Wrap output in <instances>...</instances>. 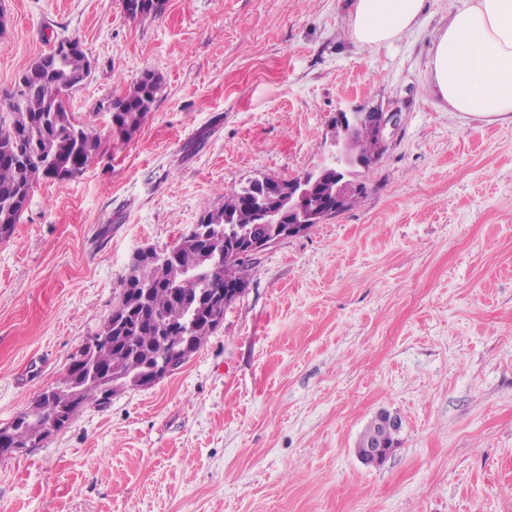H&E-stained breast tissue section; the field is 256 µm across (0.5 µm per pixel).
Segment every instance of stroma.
Here are the masks:
<instances>
[{
  "mask_svg": "<svg viewBox=\"0 0 512 512\" xmlns=\"http://www.w3.org/2000/svg\"><path fill=\"white\" fill-rule=\"evenodd\" d=\"M352 0H0V106L55 42L92 62L69 102L101 133L0 243V426L66 375L134 254L226 191L317 166L337 113L400 125L352 206L252 256L244 292L177 371L0 457V512H512V120L453 111L429 50L459 0L358 49ZM160 76L139 130L105 106ZM402 421L384 463L356 444Z\"/></svg>",
  "mask_w": 512,
  "mask_h": 512,
  "instance_id": "obj_1",
  "label": "stroma"
}]
</instances>
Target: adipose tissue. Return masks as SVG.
Here are the masks:
<instances>
[{"mask_svg":"<svg viewBox=\"0 0 512 512\" xmlns=\"http://www.w3.org/2000/svg\"><path fill=\"white\" fill-rule=\"evenodd\" d=\"M426 0H355L348 33L373 49L418 27ZM435 92L457 112L512 118V0H464L438 30L428 62Z\"/></svg>","mask_w":512,"mask_h":512,"instance_id":"1","label":"adipose tissue"}]
</instances>
